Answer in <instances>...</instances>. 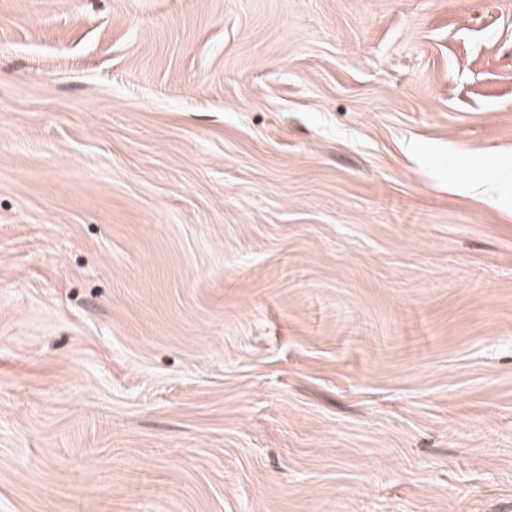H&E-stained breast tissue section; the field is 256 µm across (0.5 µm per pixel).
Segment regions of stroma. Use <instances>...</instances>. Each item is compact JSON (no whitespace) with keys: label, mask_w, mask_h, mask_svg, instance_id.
Wrapping results in <instances>:
<instances>
[{"label":"stroma","mask_w":512,"mask_h":512,"mask_svg":"<svg viewBox=\"0 0 512 512\" xmlns=\"http://www.w3.org/2000/svg\"><path fill=\"white\" fill-rule=\"evenodd\" d=\"M512 0H0V512H512Z\"/></svg>","instance_id":"stroma-1"}]
</instances>
